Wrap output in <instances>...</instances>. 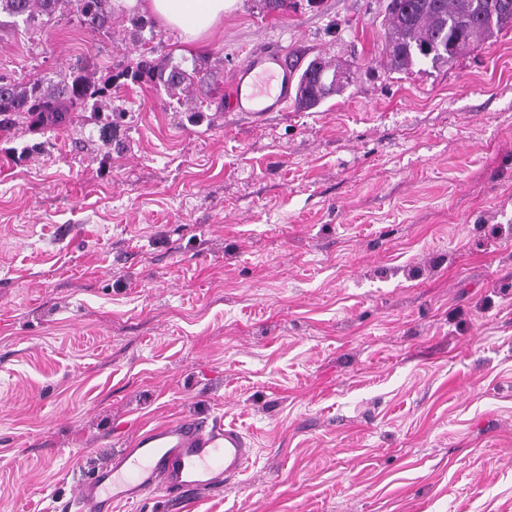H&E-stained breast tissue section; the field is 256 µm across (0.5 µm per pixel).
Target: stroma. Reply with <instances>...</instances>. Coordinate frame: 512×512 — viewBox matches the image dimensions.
I'll return each instance as SVG.
<instances>
[{"mask_svg": "<svg viewBox=\"0 0 512 512\" xmlns=\"http://www.w3.org/2000/svg\"><path fill=\"white\" fill-rule=\"evenodd\" d=\"M383 0H237L206 44L0 15V76L108 90L0 129V512H62L156 427L235 425L223 491L112 512H512V29L385 64ZM344 91L227 112L263 46ZM206 76L198 112L125 76ZM347 71L331 60L315 59L302 71L297 80L296 102L303 109H312L326 99L340 94L349 84ZM345 79V80H343Z\"/></svg>", "mask_w": 512, "mask_h": 512, "instance_id": "1", "label": "stroma"}]
</instances>
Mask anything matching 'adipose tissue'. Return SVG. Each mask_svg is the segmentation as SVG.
Segmentation results:
<instances>
[{
	"mask_svg": "<svg viewBox=\"0 0 512 512\" xmlns=\"http://www.w3.org/2000/svg\"><path fill=\"white\" fill-rule=\"evenodd\" d=\"M234 3L235 0H113L117 9L146 13L161 25L180 30L189 43L209 37Z\"/></svg>",
	"mask_w": 512,
	"mask_h": 512,
	"instance_id": "ef3b65f1",
	"label": "adipose tissue"
}]
</instances>
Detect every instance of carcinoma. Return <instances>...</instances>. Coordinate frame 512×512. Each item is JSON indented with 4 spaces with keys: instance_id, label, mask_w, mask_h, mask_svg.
Returning a JSON list of instances; mask_svg holds the SVG:
<instances>
[{
    "instance_id": "obj_1",
    "label": "carcinoma",
    "mask_w": 512,
    "mask_h": 512,
    "mask_svg": "<svg viewBox=\"0 0 512 512\" xmlns=\"http://www.w3.org/2000/svg\"><path fill=\"white\" fill-rule=\"evenodd\" d=\"M59 12L95 31L112 19V0H0V14L29 21ZM510 28L512 0H391L384 19L387 66L402 72L421 63L450 65ZM148 71L173 95L188 98L193 92L194 71L159 64ZM347 84L342 66L315 59L298 77L296 102L303 109L315 108ZM104 90L94 73L82 68L48 85L40 78L21 85L0 76V115L59 125L66 113L85 109Z\"/></svg>"
}]
</instances>
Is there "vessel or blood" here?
<instances>
[{"label": "vessel or blood", "mask_w": 512, "mask_h": 512, "mask_svg": "<svg viewBox=\"0 0 512 512\" xmlns=\"http://www.w3.org/2000/svg\"><path fill=\"white\" fill-rule=\"evenodd\" d=\"M284 50L260 49L231 78L230 111L259 119L284 111L294 96ZM281 74L276 92L263 91L261 75ZM253 454L235 427L184 420L154 429L132 448L118 452L109 466L93 473L70 503L72 512H112L113 505L163 494L179 503L201 492L222 490L247 467Z\"/></svg>", "instance_id": "b4317fda"}]
</instances>
